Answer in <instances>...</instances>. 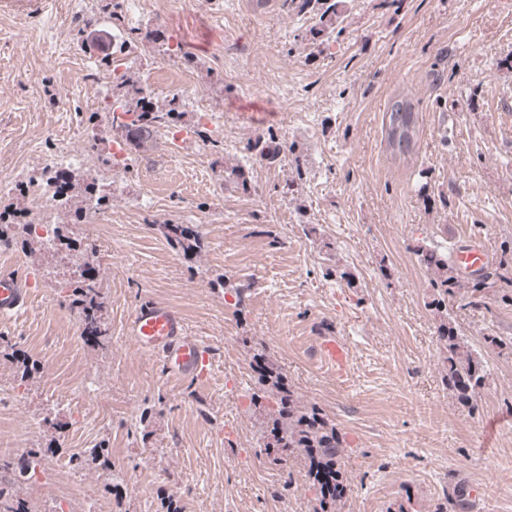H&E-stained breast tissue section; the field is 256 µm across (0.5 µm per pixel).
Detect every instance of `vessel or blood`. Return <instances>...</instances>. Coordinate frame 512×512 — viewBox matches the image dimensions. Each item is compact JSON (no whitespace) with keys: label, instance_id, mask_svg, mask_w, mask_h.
Masks as SVG:
<instances>
[{"label":"vessel or blood","instance_id":"obj_1","mask_svg":"<svg viewBox=\"0 0 512 512\" xmlns=\"http://www.w3.org/2000/svg\"><path fill=\"white\" fill-rule=\"evenodd\" d=\"M491 253L481 239L468 237L459 240L454 249V260L466 275L476 273L490 262ZM29 290L22 280L9 272H0V315L10 316L25 308ZM126 333L140 350L156 356L166 375L173 380H203L211 364L206 343L190 334L180 311L166 303L142 302L127 323ZM314 354L336 376H344L349 369L345 344L325 333L318 336Z\"/></svg>","mask_w":512,"mask_h":512}]
</instances>
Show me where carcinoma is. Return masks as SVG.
Returning <instances> with one entry per match:
<instances>
[{
	"mask_svg": "<svg viewBox=\"0 0 512 512\" xmlns=\"http://www.w3.org/2000/svg\"><path fill=\"white\" fill-rule=\"evenodd\" d=\"M289 6L300 12L318 11L319 27L310 30L313 40L331 38L335 31L332 7L321 9V0H289ZM150 102L143 92L134 98V108L138 109L135 118L129 123H116L106 112L92 113L90 120L104 117L112 137L126 139L131 137L142 145L150 136L156 120L166 116L171 120L178 114L177 107L162 114L145 107ZM384 139L392 155H408L417 145L419 135V113L414 111L413 103L401 98L392 102L383 120ZM273 144L265 149L263 140L258 139L250 146L261 157L273 159L279 154L288 155L292 148L276 141L274 134H268ZM162 231L169 243L178 245L186 251L198 245V234L181 224H164ZM58 247L69 251H80L83 264L88 267L94 263V247L90 243H81L68 236L59 239ZM421 263L430 271L429 288L431 306L440 314L438 338L444 349V381L462 406L474 412L478 410L477 396L485 386L487 369L485 361L473 354L464 339L458 336L449 323L448 298L461 297L470 306L483 304L489 293L499 299L503 305L512 306V241L503 245L499 258L485 267L479 274L464 276L448 254L436 247H421L417 251ZM71 289L70 306L76 315L82 333L86 336L100 337L104 333L102 311V278L95 274L87 279H79L68 285ZM251 402L263 416L261 438L274 439V447L288 449V455L299 454L307 468L308 481L316 492L321 512H342L344 493L327 497L328 482L344 484L342 464L345 458V444L342 436L332 425L322 410L315 405L303 403L293 391L285 390L281 376L262 367L257 391L251 396ZM476 498L465 484L450 478L442 502L437 512H476Z\"/></svg>",
	"mask_w": 512,
	"mask_h": 512,
	"instance_id": "cac0c4a2",
	"label": "carcinoma"
}]
</instances>
